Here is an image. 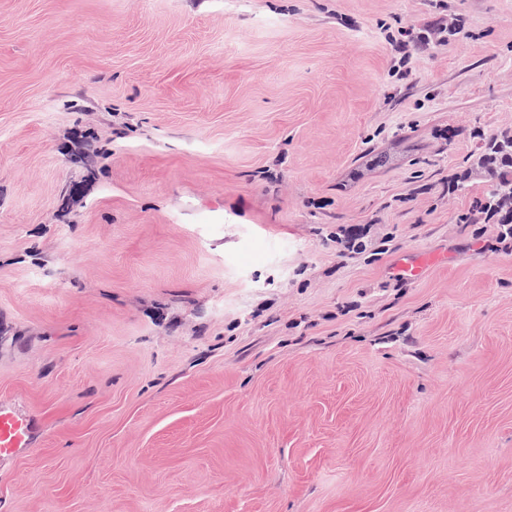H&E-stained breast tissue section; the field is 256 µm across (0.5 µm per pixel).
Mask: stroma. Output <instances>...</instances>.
Returning <instances> with one entry per match:
<instances>
[{
	"instance_id": "1",
	"label": "stroma",
	"mask_w": 512,
	"mask_h": 512,
	"mask_svg": "<svg viewBox=\"0 0 512 512\" xmlns=\"http://www.w3.org/2000/svg\"><path fill=\"white\" fill-rule=\"evenodd\" d=\"M508 128L512 0H0V512H512ZM485 176L482 195L473 208L483 214L487 224H498L500 238H512V131L491 134L470 164L455 173L450 184L453 191L465 193L474 173ZM425 267V259L415 254L403 255L396 263V268L400 274L409 280H418L421 278ZM36 419L0 403V458L30 448Z\"/></svg>"
}]
</instances>
